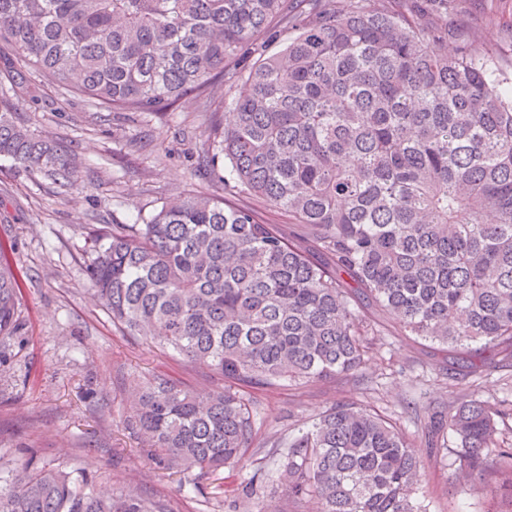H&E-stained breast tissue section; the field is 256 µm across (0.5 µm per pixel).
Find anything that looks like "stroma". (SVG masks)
<instances>
[{
  "mask_svg": "<svg viewBox=\"0 0 512 512\" xmlns=\"http://www.w3.org/2000/svg\"><path fill=\"white\" fill-rule=\"evenodd\" d=\"M503 25L486 22L489 13ZM512 0H450L448 25L480 32L488 52L512 39ZM38 105L20 122L39 135L71 145L80 190L58 195L54 186L0 158V241L23 276L22 329L0 358V476L23 463L84 472L89 483L137 485L167 512H245L244 488L255 467L267 474L260 512H317L314 499L297 503L277 478L270 446L297 434L337 402L374 406L415 438L425 475L418 490L427 512H512V503L483 496L454 478V466L428 448L424 424L433 412L461 399L512 400V371L467 376L441 346L401 335L394 320L379 321L366 365L329 382L252 387L248 394L257 436L243 463L199 478L151 466L137 434L124 420L137 386L162 375L196 392L223 389L224 378L141 336L114 325L89 290L90 237L107 224L150 218L175 194L220 195L222 183L196 170L203 104L187 100L163 115L99 112L63 91L42 87Z\"/></svg>",
  "mask_w": 512,
  "mask_h": 512,
  "instance_id": "35a3bbf8",
  "label": "stroma"
}]
</instances>
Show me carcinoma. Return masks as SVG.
<instances>
[{"instance_id": "carcinoma-1", "label": "carcinoma", "mask_w": 512, "mask_h": 512, "mask_svg": "<svg viewBox=\"0 0 512 512\" xmlns=\"http://www.w3.org/2000/svg\"><path fill=\"white\" fill-rule=\"evenodd\" d=\"M448 0H0V157L58 194L75 154L17 112L55 85L110 112L163 115L224 82L232 120H210L201 163L224 198L180 194L142 224L97 230L94 297L143 336L224 376L196 393L157 377L126 426L155 466L212 474L256 435L243 387L360 370L382 335L463 350L482 374L512 366V86L480 38L448 51ZM290 33L268 53L274 34ZM34 74L32 84L26 73ZM245 193L299 226L263 220ZM0 244V342L17 335L20 275ZM512 403L467 399L429 418L428 442L512 500ZM279 480L320 512H426L416 445L384 416L339 402L273 445ZM0 512H166L138 488H94L23 467Z\"/></svg>"}]
</instances>
